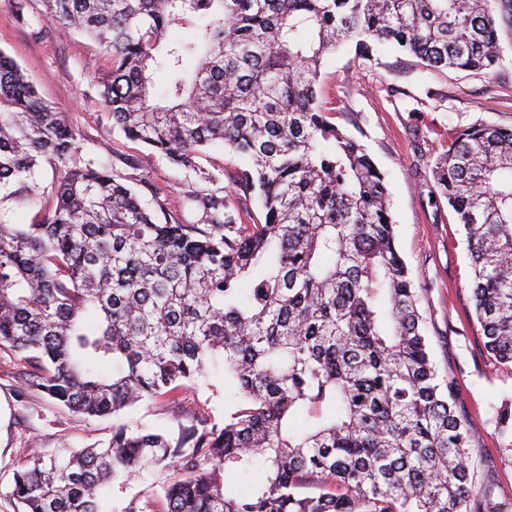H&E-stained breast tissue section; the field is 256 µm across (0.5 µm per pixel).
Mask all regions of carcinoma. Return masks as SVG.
Wrapping results in <instances>:
<instances>
[{
    "label": "carcinoma",
    "mask_w": 512,
    "mask_h": 512,
    "mask_svg": "<svg viewBox=\"0 0 512 512\" xmlns=\"http://www.w3.org/2000/svg\"><path fill=\"white\" fill-rule=\"evenodd\" d=\"M43 4L56 31L103 47L112 128L232 191L189 194L198 224L160 222L80 155L73 126L0 50V205L38 208L0 224V350L24 367L17 395L36 386L113 416L180 403L219 360L236 393L222 424H115L88 448L32 449L14 473L17 512H103L101 488L145 467L172 471L162 512H506L479 483L456 382L432 360L384 176L316 86L351 41L432 70L491 69L512 0ZM171 29L191 36L171 42ZM217 142L244 166H204ZM45 160L60 173L46 194ZM432 175L465 231L485 349L512 365V128L455 132ZM252 471L262 480L235 494L229 478Z\"/></svg>",
    "instance_id": "1"
}]
</instances>
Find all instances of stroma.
I'll list each match as a JSON object with an SVG mask.
<instances>
[{
    "mask_svg": "<svg viewBox=\"0 0 512 512\" xmlns=\"http://www.w3.org/2000/svg\"><path fill=\"white\" fill-rule=\"evenodd\" d=\"M24 10H17V3ZM40 0H0V50L16 60L56 111L67 113L84 158L121 175L151 201L152 190L166 213L185 224L198 221L183 208L196 190L194 177L114 131L98 103L101 47L78 34L57 33L41 20ZM501 56L490 70L432 71L385 45L360 54L346 45L327 59L321 98L334 123L363 143L385 181L396 245L411 272L419 311L440 375L453 377L461 412L474 434L473 456L482 464L493 500L512 508V432L501 430L498 411L512 408V367L497 364L483 345L472 315L470 258L464 232L440 195L431 168L446 150L448 135L477 124L512 125V27L499 31ZM20 366L0 351V512H14L7 493L14 470L24 464L29 442L45 452L81 448L107 439L111 418H86L59 407L37 388L17 399ZM234 402L224 368L211 367L206 383L190 393L186 410L223 422ZM183 410V411H186ZM183 411L152 402L123 412L131 428L176 429ZM168 474L143 469L103 491L106 512L150 504L161 512V486Z\"/></svg>",
    "mask_w": 512,
    "mask_h": 512,
    "instance_id": "35a3bbf8",
    "label": "stroma"
}]
</instances>
